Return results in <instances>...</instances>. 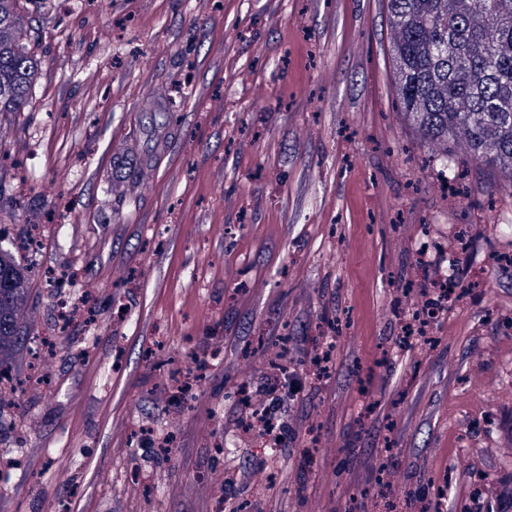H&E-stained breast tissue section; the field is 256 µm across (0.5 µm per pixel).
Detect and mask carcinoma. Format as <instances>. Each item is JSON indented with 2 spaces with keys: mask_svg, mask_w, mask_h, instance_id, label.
Wrapping results in <instances>:
<instances>
[{
  "mask_svg": "<svg viewBox=\"0 0 512 512\" xmlns=\"http://www.w3.org/2000/svg\"><path fill=\"white\" fill-rule=\"evenodd\" d=\"M396 32L394 86L438 154L441 177L456 179V150L512 174V0H384ZM20 0H0V112L26 104L38 70ZM31 283L0 248V372L22 345L20 319Z\"/></svg>",
  "mask_w": 512,
  "mask_h": 512,
  "instance_id": "cac0c4a2",
  "label": "carcinoma"
}]
</instances>
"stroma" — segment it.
<instances>
[{
    "label": "stroma",
    "instance_id": "stroma-1",
    "mask_svg": "<svg viewBox=\"0 0 512 512\" xmlns=\"http://www.w3.org/2000/svg\"><path fill=\"white\" fill-rule=\"evenodd\" d=\"M21 15L42 69L0 114V247L33 292L0 396V452L23 451L0 464V512H406L439 486L450 512H495L512 491V195L461 153L466 188L445 189L395 91L383 0ZM53 271L74 286L50 291ZM449 273L461 298L400 348ZM295 336L306 413L271 449L236 429L238 386Z\"/></svg>",
    "mask_w": 512,
    "mask_h": 512
}]
</instances>
